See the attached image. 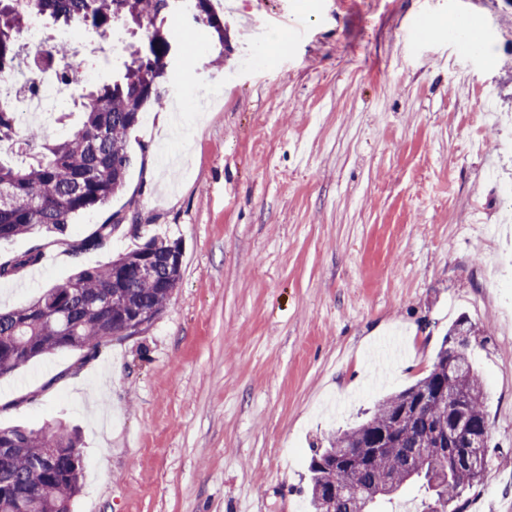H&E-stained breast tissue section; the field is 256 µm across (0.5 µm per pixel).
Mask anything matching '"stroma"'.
I'll list each match as a JSON object with an SVG mask.
<instances>
[{
  "label": "stroma",
  "instance_id": "1",
  "mask_svg": "<svg viewBox=\"0 0 512 512\" xmlns=\"http://www.w3.org/2000/svg\"><path fill=\"white\" fill-rule=\"evenodd\" d=\"M224 46L182 7L168 124L128 133L123 192L65 234L0 241V308L158 237L181 279L139 334L0 378V428L63 422L85 466L73 512H309L331 435L422 378L458 317L489 422L466 512H512V7L504 0H213ZM480 27L477 45L458 31ZM435 26L433 36L423 30ZM69 38L98 82L140 45ZM106 249L71 244L113 212Z\"/></svg>",
  "mask_w": 512,
  "mask_h": 512
}]
</instances>
